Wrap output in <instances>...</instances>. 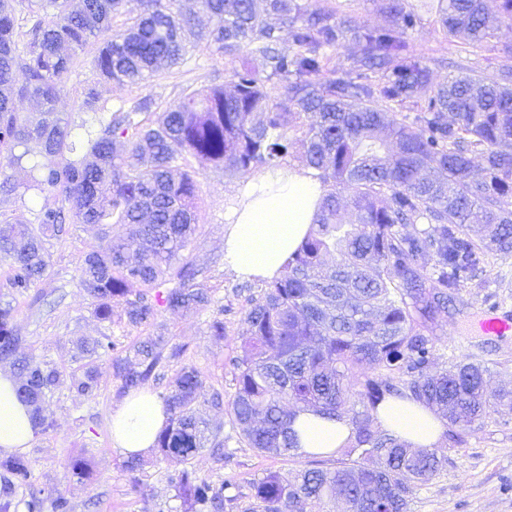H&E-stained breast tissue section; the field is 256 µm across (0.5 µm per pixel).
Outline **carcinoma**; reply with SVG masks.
<instances>
[{
    "label": "carcinoma",
    "mask_w": 512,
    "mask_h": 512,
    "mask_svg": "<svg viewBox=\"0 0 512 512\" xmlns=\"http://www.w3.org/2000/svg\"><path fill=\"white\" fill-rule=\"evenodd\" d=\"M14 2L0 0V150L29 179L6 178L0 193L49 190L60 201L36 210L35 228L0 215V252L13 259L10 287L24 294L42 282L47 241L87 224L99 237L81 259L80 284L97 319H112L116 298L134 326L154 324L161 307L206 311L214 295L197 283L203 271L180 263L196 229L199 175L220 167L245 176L277 166L300 146L327 190L315 224L279 275L246 299L245 354L230 360V424L247 447L274 456L300 454L292 423L301 411L346 420L352 433L336 450L335 466L316 461L291 480L269 472L252 482V502L242 512H281L284 504L291 512H321L336 498L346 512H407L410 496L445 457L384 429L381 403L397 397L424 405L455 442L490 411L512 410V390L488 394L491 369L483 359L468 356L428 374L438 349L426 335L489 255L512 254V65L486 81L460 64L457 76L434 85L403 35L434 11L449 36L480 48L512 21V0H382L387 22L376 28L332 11L309 14L298 0H263L261 10L254 0H198L207 26L177 0H140V12L112 35L127 0H28L40 14L28 31L22 84L14 78ZM272 16L279 26L269 23ZM284 29L291 54L279 48ZM348 35L362 44L361 54L323 76L329 52ZM91 45L97 80L85 87L82 109L93 113L100 84H140L186 63L195 48L246 58L230 75L229 91L216 83L162 110L144 96L76 133L56 104L76 53ZM273 86L283 89L284 103L274 102ZM25 99L34 104L33 121L17 111ZM408 103L419 108L410 124L395 115ZM184 152L197 168L179 164ZM475 154L484 160L478 177ZM112 224L124 225L126 236L110 238ZM13 321V307L1 304L0 361L17 370L18 397L40 424L41 403L60 372L20 351ZM164 347L162 336H148L115 356L122 388L146 384ZM110 350L116 344L99 339L80 346L91 356ZM95 382L89 367L73 386L90 397ZM202 387L198 369H182L165 397L167 420L155 448L182 466L170 483L183 512H224L226 504L236 507L238 495L227 494L236 483H215L190 468L204 448L231 439L200 417ZM0 469L10 474L0 486V512H10L19 488L28 491L30 512H38L44 490L32 482L29 464L10 456Z\"/></svg>",
    "instance_id": "obj_1"
}]
</instances>
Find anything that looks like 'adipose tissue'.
<instances>
[{
	"label": "adipose tissue",
	"instance_id": "adipose-tissue-1",
	"mask_svg": "<svg viewBox=\"0 0 512 512\" xmlns=\"http://www.w3.org/2000/svg\"><path fill=\"white\" fill-rule=\"evenodd\" d=\"M323 190L301 167H274L247 180L228 219L224 260L241 279H270L308 234L319 212ZM18 381L0 370V450L23 452L38 429L29 406L17 397ZM383 426L417 448L439 447L445 426L422 404L391 398L379 406ZM167 416L162 402L150 391L129 394L110 422L115 448L126 455L152 448ZM293 428L302 451L330 454L346 446L351 434L347 421L328 420L310 411L298 413Z\"/></svg>",
	"mask_w": 512,
	"mask_h": 512
}]
</instances>
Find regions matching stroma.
I'll return each instance as SVG.
<instances>
[{"instance_id": "1", "label": "stroma", "mask_w": 512, "mask_h": 512, "mask_svg": "<svg viewBox=\"0 0 512 512\" xmlns=\"http://www.w3.org/2000/svg\"><path fill=\"white\" fill-rule=\"evenodd\" d=\"M405 39L411 51L421 56L432 70L433 80L447 82L457 75L458 65L472 73L493 78L499 66L512 61V24L502 25L484 49L469 52L449 38L434 14L421 17L407 31ZM92 50L76 59L60 96L59 109L73 125L110 119L113 109L149 95L162 106L178 104L193 90L227 81L240 59L212 49H197L189 64L157 73L139 85L103 86L99 113L81 108L84 87L95 81ZM241 176L225 174L223 169L205 171L198 182L197 226L182 253L185 260L205 268L206 287L215 289L224 305L233 306V314L224 318L223 335L209 329L212 312H172L160 310L151 326L129 325L124 316L123 300L112 303L111 321L102 322L93 315V300L79 283L78 263L81 256L97 243L95 229L74 225L70 233L47 242L50 262L46 279L26 293H16L10 286L13 261L0 253V302L14 309V327L22 340L25 353L56 366L61 378L44 404V413L52 427L39 430L23 457L31 466L32 480L44 489L46 500L42 512H55L54 501L64 497L71 512H181L180 502L169 483L179 467L149 450L143 456L142 470H126V457L114 448L110 437V419L126 397L121 382L112 370V359L104 355L96 359L97 391L86 398L71 388L72 376L81 375L84 362L78 357L80 343L99 337L128 347L145 337L163 335L167 345H179L184 353L177 359L163 360L157 375L147 387L157 397L172 389L180 370L196 367L203 375V390L197 406L204 418L228 422L226 408L209 402L213 392L232 396L235 382L229 365L231 358L241 355L242 340L248 326L243 310L249 294L258 284L239 279L224 261V221L236 201L242 184ZM512 313V256L493 254L478 278L477 284L458 291L445 312L436 319L431 336L437 346L439 365L475 355L491 362L495 376L491 389L512 387V335L484 336L476 332L475 319L489 307ZM230 457L216 462L210 452H202L194 461L200 474L219 482L235 477L239 484L240 505L250 502L251 484L267 472L282 475L306 467L303 456L271 457L229 441ZM447 462L426 485L414 492L409 512H512V411L499 410L476 426L465 443H443ZM82 460L88 475L77 480L66 471L69 461Z\"/></svg>"}]
</instances>
